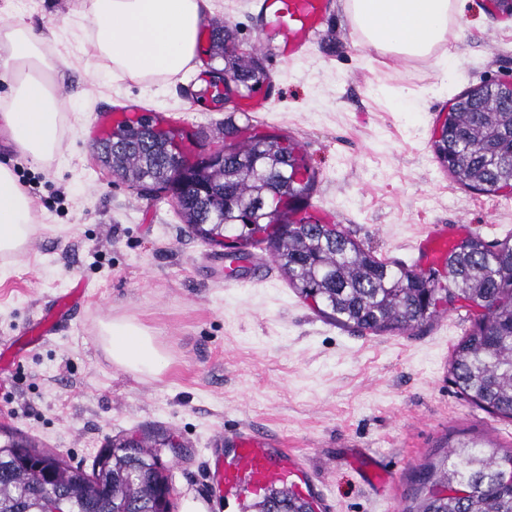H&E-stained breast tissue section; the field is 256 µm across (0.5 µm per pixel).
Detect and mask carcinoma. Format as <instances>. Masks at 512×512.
<instances>
[{"label": "carcinoma", "mask_w": 512, "mask_h": 512, "mask_svg": "<svg viewBox=\"0 0 512 512\" xmlns=\"http://www.w3.org/2000/svg\"><path fill=\"white\" fill-rule=\"evenodd\" d=\"M229 24L210 28L207 53L223 60L209 70L232 72L236 89L247 96L270 83L258 51L237 53ZM199 97L215 108L227 91L208 77ZM147 112L112 127L98 141L106 163L130 186L156 197H172L185 223L201 238L235 239L234 258L264 244L289 283L327 320L358 331L415 332L439 315L437 307L462 305L473 316L469 333L454 347L451 382L475 406L512 419V237L488 242L468 235L455 245L443 269L382 260L339 225L305 211L316 175L300 144L277 132L242 136L224 122V166L193 170L176 151L179 132L162 127ZM435 152L461 185L485 193L512 187V86L489 88L478 100L450 112L434 141ZM274 194L294 206L272 214L259 206ZM10 435L0 445V512H53L67 497L74 512H156L160 484L155 432L118 437L101 449L92 474L73 467L33 443L16 448ZM512 450L501 455L447 453L441 465L417 476L415 505L406 512H512ZM256 512H315V503L287 486L267 490Z\"/></svg>", "instance_id": "1"}]
</instances>
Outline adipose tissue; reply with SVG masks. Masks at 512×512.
<instances>
[{"instance_id":"1","label":"adipose tissue","mask_w":512,"mask_h":512,"mask_svg":"<svg viewBox=\"0 0 512 512\" xmlns=\"http://www.w3.org/2000/svg\"><path fill=\"white\" fill-rule=\"evenodd\" d=\"M208 0H89L93 25L84 33L102 77L167 83L200 64L198 33ZM464 0H344L362 44L384 54L435 60L459 28ZM64 63L43 31L18 20L13 0H0V68L11 76V95L0 104L15 145L34 161L56 160L66 123L49 77ZM33 232V203L7 166L0 165V254L20 251ZM98 341L117 366L156 375L167 358L149 328L134 319L100 323Z\"/></svg>"}]
</instances>
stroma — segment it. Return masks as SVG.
<instances>
[{"instance_id":"35a3bbf8","label":"stroma","mask_w":512,"mask_h":512,"mask_svg":"<svg viewBox=\"0 0 512 512\" xmlns=\"http://www.w3.org/2000/svg\"><path fill=\"white\" fill-rule=\"evenodd\" d=\"M24 22L56 26L68 65L56 83L74 110L52 167L22 155L0 124V165L26 172L36 224L0 279V349L74 278L88 294L59 333L0 376V429L91 470L118 435L161 429L175 502L194 496L211 512H253L254 494L225 499L208 463L225 430L248 422L304 455L327 503L316 512H405L417 471L448 449L512 450V421L467 402L449 380L452 350L470 327L465 311L414 333L346 331L320 317L277 265L261 285L225 286L224 249L190 233L175 204L113 178L98 160L106 112L145 107L194 135L196 150L224 143V120L298 141L316 172L310 212L340 224L378 258L410 263L432 224L465 225L495 242L512 235V192L457 183L438 159L434 132L449 103L483 82L512 79V16L474 0L446 48L452 60L380 55L358 43L343 9L301 57L266 48L273 89L263 110L196 103L205 68L175 82L97 79L86 66L79 0H24ZM206 23L228 22L240 48L262 40L257 0H210ZM133 317L168 360L142 375L112 364L101 321ZM362 453L390 474L382 490L352 468Z\"/></svg>"}]
</instances>
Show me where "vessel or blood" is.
I'll use <instances>...</instances> for the list:
<instances>
[{
    "label": "vessel or blood",
    "instance_id": "b4317fda",
    "mask_svg": "<svg viewBox=\"0 0 512 512\" xmlns=\"http://www.w3.org/2000/svg\"><path fill=\"white\" fill-rule=\"evenodd\" d=\"M264 33L274 43L278 54L287 59L302 56L320 37L332 15V0H259ZM453 242L446 226L431 231L416 249L428 261H444ZM86 291L83 280L57 295L54 303L43 309L37 322L41 335L48 336L68 322L71 311L82 305ZM229 450L225 457H214L210 472L214 483L225 495L241 486L261 493L273 486L290 485L303 497H311L312 485L294 449L272 442L249 424L225 433Z\"/></svg>",
    "mask_w": 512,
    "mask_h": 512
}]
</instances>
